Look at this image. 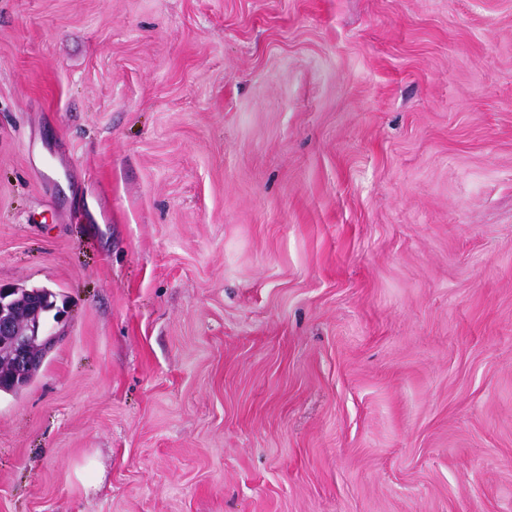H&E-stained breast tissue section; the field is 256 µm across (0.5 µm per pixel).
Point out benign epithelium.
Segmentation results:
<instances>
[{
    "instance_id": "obj_1",
    "label": "benign epithelium",
    "mask_w": 512,
    "mask_h": 512,
    "mask_svg": "<svg viewBox=\"0 0 512 512\" xmlns=\"http://www.w3.org/2000/svg\"><path fill=\"white\" fill-rule=\"evenodd\" d=\"M17 288L0 286V361L14 359L27 369L40 366L43 356L39 351H49L55 336L45 332L40 313L26 317L23 327L15 321V295Z\"/></svg>"
}]
</instances>
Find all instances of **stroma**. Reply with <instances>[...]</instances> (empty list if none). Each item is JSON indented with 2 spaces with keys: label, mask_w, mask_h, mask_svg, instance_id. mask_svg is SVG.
<instances>
[{
  "label": "stroma",
  "mask_w": 512,
  "mask_h": 512,
  "mask_svg": "<svg viewBox=\"0 0 512 512\" xmlns=\"http://www.w3.org/2000/svg\"><path fill=\"white\" fill-rule=\"evenodd\" d=\"M0 512H512V0H0ZM18 292L16 287L0 286V361L14 359L25 368L16 366L11 361L3 364L0 377L3 380V387L0 383V392L6 394H18L26 388L36 377L39 366L44 355L52 346L56 336L46 334L43 319L40 317L41 306L36 313L26 317L23 327H18L15 321V295ZM50 295L51 301L60 294L45 287L19 288L17 293L16 306L22 314L29 305L40 302ZM40 352L36 354V351ZM34 370H30L33 369Z\"/></svg>",
  "instance_id": "35a3bbf8"
}]
</instances>
